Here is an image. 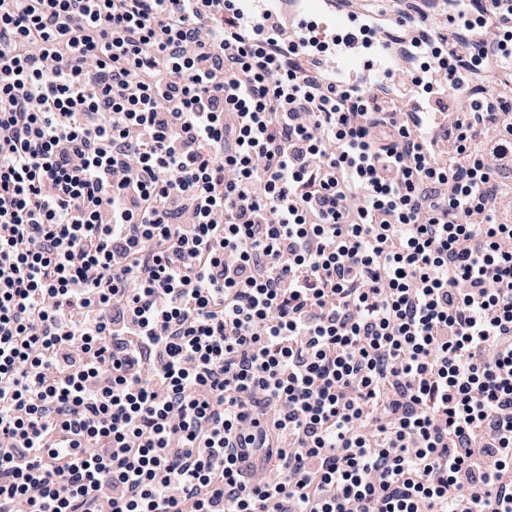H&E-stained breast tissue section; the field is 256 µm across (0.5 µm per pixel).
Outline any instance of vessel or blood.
<instances>
[{"mask_svg": "<svg viewBox=\"0 0 512 512\" xmlns=\"http://www.w3.org/2000/svg\"><path fill=\"white\" fill-rule=\"evenodd\" d=\"M254 15L271 20L286 18L284 30L295 35L296 22L310 26L312 39L329 44L321 56L324 74L337 82L356 84L359 80L386 83L403 54L399 40L389 39L383 30L386 17L365 12L362 0H249ZM371 41H364V34Z\"/></svg>", "mask_w": 512, "mask_h": 512, "instance_id": "b4317fda", "label": "vessel or blood"}]
</instances>
